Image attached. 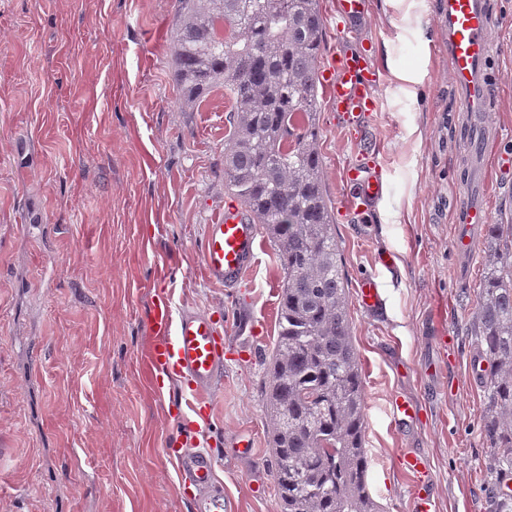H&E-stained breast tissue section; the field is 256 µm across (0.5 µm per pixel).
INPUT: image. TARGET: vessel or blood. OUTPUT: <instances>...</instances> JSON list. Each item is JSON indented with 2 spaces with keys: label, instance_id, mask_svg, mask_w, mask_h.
<instances>
[{
  "label": "vessel or blood",
  "instance_id": "vessel-or-blood-1",
  "mask_svg": "<svg viewBox=\"0 0 512 512\" xmlns=\"http://www.w3.org/2000/svg\"><path fill=\"white\" fill-rule=\"evenodd\" d=\"M441 31L448 44L451 81L461 95L472 135H483V118L494 95L490 64L497 53L491 37L492 18L485 0H443ZM320 84L334 111L344 115L377 112L381 99L376 92L378 77L363 56H345L323 63L318 71ZM350 191L343 206L354 212L366 211L371 202L387 190L377 164L368 157L356 158L344 173ZM488 217L474 200L461 206V223L454 239L457 253L471 252L477 231ZM259 227L237 204L220 207L207 226L201 266L207 278L230 287L239 282L256 262ZM363 308L381 306L383 293L376 277L363 279L358 288ZM152 341L146 352V366L155 376L178 375L187 379L186 404L205 408V395L224 372V338L213 320L212 311H173L167 295H159L148 320ZM185 485L193 493L198 512H227L223 494L210 493L215 479L210 454L183 445L174 457Z\"/></svg>",
  "mask_w": 512,
  "mask_h": 512
}]
</instances>
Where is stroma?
Segmentation results:
<instances>
[{"label":"stroma","mask_w":512,"mask_h":512,"mask_svg":"<svg viewBox=\"0 0 512 512\" xmlns=\"http://www.w3.org/2000/svg\"><path fill=\"white\" fill-rule=\"evenodd\" d=\"M498 52L485 203L512 224V0H486ZM441 0H365L339 23L322 0L323 54L369 50L381 112L352 135L317 98L316 127L348 280L365 387L368 490L383 512H417L400 455L422 454L435 512H489L486 394L471 372L472 309L491 268L487 234L453 249L471 192L467 116L439 36ZM175 0H0V512H195L171 450L215 460L229 512H278L263 387L281 272L267 235L241 283L200 265L224 187L232 102L223 87L182 111L172 79ZM421 77L419 88L395 73ZM374 154L387 191L344 210L342 172ZM376 276L384 301L357 287ZM176 308L224 315V374L200 422L184 382L156 387L144 356L156 289ZM420 416L395 427L393 399ZM251 451L239 452V442ZM380 283L374 276H368L360 282L358 298L366 310H374L382 305L383 293Z\"/></svg>","instance_id":"35a3bbf8"}]
</instances>
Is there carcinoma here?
<instances>
[{
	"instance_id": "obj_1",
	"label": "carcinoma",
	"mask_w": 512,
	"mask_h": 512,
	"mask_svg": "<svg viewBox=\"0 0 512 512\" xmlns=\"http://www.w3.org/2000/svg\"><path fill=\"white\" fill-rule=\"evenodd\" d=\"M320 0H176L179 105L233 100L224 187L264 226L282 271L264 403L279 512H380L368 491L365 398L315 126ZM473 312L487 393L489 476L512 473V254Z\"/></svg>"
}]
</instances>
